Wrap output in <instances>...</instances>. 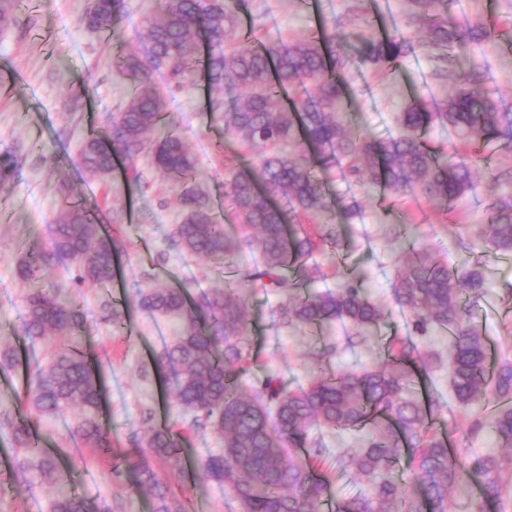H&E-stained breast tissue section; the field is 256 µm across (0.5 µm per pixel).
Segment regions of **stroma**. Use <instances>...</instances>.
Here are the masks:
<instances>
[{
    "instance_id": "stroma-1",
    "label": "stroma",
    "mask_w": 512,
    "mask_h": 512,
    "mask_svg": "<svg viewBox=\"0 0 512 512\" xmlns=\"http://www.w3.org/2000/svg\"><path fill=\"white\" fill-rule=\"evenodd\" d=\"M298 0H252V26L258 38L290 41L312 33L313 24L297 5ZM321 20L328 31L348 10L363 20L364 34L375 30L374 12L383 13L396 26L405 22V0H320ZM86 0H23L18 24L0 35V154L21 156L22 166L5 189L0 191V343L14 346L23 365L12 371L11 385L0 386V413H16L15 397L25 384V364L45 357L55 338L33 345L24 339L25 283L16 272L19 247L31 233L50 240L56 211L61 202L60 184L72 195L108 209L112 237L133 241L134 246L119 258L118 281L123 285L124 303L131 314L124 332H116L105 322L104 306L112 301L111 285L74 286L68 262L61 261L46 274V286L69 289L85 316V329L76 341L91 353L105 382V416L112 429V445L126 451L139 447L145 430L160 420L175 424L188 438L186 473L170 471L160 459L151 465L177 497L186 500L195 512H240L227 488L200 471L211 452L221 448L220 437L208 429L190 428L189 415L175 405H163V390L155 360L166 343L180 330L177 318L141 310L134 304L138 289L147 286L188 285L194 295L223 288L227 270L210 260L190 256L172 246L170 236L182 218L175 186L162 178L147 159H139L140 179L126 183L115 180L104 185L87 180L75 167L79 142L90 127L100 125L108 112L125 102L128 89L114 79L112 67L117 57L144 55L138 32L143 18L154 12L158 0H124V37L114 43L88 29L84 21ZM467 19L494 23L497 35L474 50L472 61L485 74L487 85L498 87L512 110V0H459ZM93 80L90 106L72 109L70 95L85 80ZM347 95L343 110L350 123H367L379 136L395 131L398 115L413 98L445 97L449 83L434 74L432 62L421 54L406 55L391 73L380 75L371 67L355 65L347 75ZM157 87L167 101V110L184 141L197 159L196 180L215 198L224 193V170L229 158L220 148L224 142V115L210 111L197 86L171 87L165 73H156ZM329 200L356 197L360 209L351 223L356 230L347 264L366 274L369 298L386 315L381 333L366 342L347 346L342 326L332 325L321 337L297 326H283L278 305L280 289L269 284H251L244 304L248 319L245 338L257 356L242 377L247 389L260 388L270 376L287 389L308 386L319 370L315 357L318 339L337 344L338 355L332 370L355 371L380 365L379 345L384 337L405 333L406 314L394 303L391 288L403 264L401 254L391 246L389 227L408 224L416 248L425 249L464 273L479 268L488 284L485 294L467 302L468 316L493 351L489 365L512 360V255L492 252L484 241L467 249L459 243L461 226L487 221L485 195L462 200L454 214H446L418 195L406 194L399 203L389 196L366 192L342 181L337 173L327 177ZM417 394L430 393L441 403L438 425L448 433L461 466H470L475 457L493 451L489 433L470 434L469 423L453 400L448 372L433 369L425 381L417 382ZM39 429L45 448H66L76 489L92 499L119 502L121 512H154L149 497L139 494L132 476L111 478L104 463L90 450L72 453L68 427L74 413L42 417L29 413ZM324 458L317 468L331 480L339 496L367 493L366 482L336 468V454L362 448L366 437L353 432L319 430ZM12 435L0 430V512H49L51 491L29 481L13 462Z\"/></svg>"
}]
</instances>
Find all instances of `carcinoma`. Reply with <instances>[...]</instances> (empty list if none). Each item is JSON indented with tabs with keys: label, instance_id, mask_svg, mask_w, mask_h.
Masks as SVG:
<instances>
[{
	"label": "carcinoma",
	"instance_id": "cac0c4a2",
	"mask_svg": "<svg viewBox=\"0 0 512 512\" xmlns=\"http://www.w3.org/2000/svg\"><path fill=\"white\" fill-rule=\"evenodd\" d=\"M406 3L411 31L367 38L354 58L346 49V39L356 35L353 29L341 35L308 34L288 46L269 40L242 48L239 43L250 34L243 32L241 21L251 13V0H160L158 12L144 20L140 32L146 55L124 56L113 68V76L130 87L126 102L105 117L103 126L85 134L75 159L86 178L106 183L128 175V169L116 167V158L132 165L143 154L149 157L179 190L182 219L173 242L190 255L222 261L234 256L240 244L216 224L209 196L195 185L196 159L170 120L154 73L165 71L180 86L201 71L210 111L224 113V133L261 149L256 160L224 172L225 193L238 219L257 230L250 246L261 257V269L237 277L233 287L200 303L184 285L141 288L137 294L139 307L180 320L179 334L164 346L158 365L169 373L174 403L192 415L191 425L224 440V448L205 459L202 472L231 491L241 512H323L333 493L330 481L311 464L323 456L320 441L311 436L315 427L375 431L365 447L336 454L338 469L372 487L369 496L339 500L337 512H417L422 505L428 512H451L448 492L466 488V480L448 438L435 427L440 405L430 396L404 397L417 372L429 371L414 337L435 327L447 329L452 341L448 378L456 402L467 406L484 399L490 404L470 418V431L487 429L498 447L509 449L477 458L473 472L484 478L483 497L500 499V483L512 480V364L505 360L487 375L485 341L461 307L462 295L475 299L483 293L485 278L478 271L456 275L415 248L408 224L394 231V245L405 260L392 295L410 323L405 335L381 344L380 368L321 374L296 392L274 378L255 393L239 384L251 356L240 339L245 294L253 280L265 278L286 291L279 311L283 325L316 331L335 321L346 323L354 330L348 337L353 345L385 321L355 269L338 271L334 291L308 290L319 272L315 254L341 264L350 238L349 225L336 222L324 191L323 176L332 169L349 184L372 191L403 195L416 189L448 213L483 187L493 195L481 234L496 253L512 254V168L490 169L481 187L473 172L490 146L512 153V112L506 111L498 88L473 91L485 76L468 63L471 49L492 40L494 29L458 17L454 0ZM19 9L20 0H0V34L16 24ZM85 20L108 39H120L123 0H89ZM417 48L436 64L439 78L454 81L455 90L440 102L409 105L395 132L384 138L364 127L346 129L339 119L346 71L356 62L392 67ZM228 84L241 90L229 110L224 108ZM434 124L461 136V144L446 152L429 146L424 133ZM20 166L19 156H0V191ZM299 213H323L326 221L312 231L290 223ZM119 249L96 204L62 205L50 244L44 247L30 237L17 263L18 276L31 284L25 339L35 344L50 336H72L84 327V315L68 292L40 285L46 269L66 260L76 271L75 282L104 284L112 281ZM103 390L87 354L62 343L30 370L19 402L43 416L78 409L69 427L72 440L97 454L111 476L136 473L137 488L155 500V512H184V503L146 461L150 454L183 472L177 434L166 426L152 427L136 454L113 448L102 417ZM0 423L12 431L18 469L55 489L50 512H112V505L98 504L70 487V473L58 453L39 447L27 420L6 415ZM405 443L411 447V483L423 496L420 505L391 477Z\"/></svg>",
	"mask_w": 512,
	"mask_h": 512
}]
</instances>
